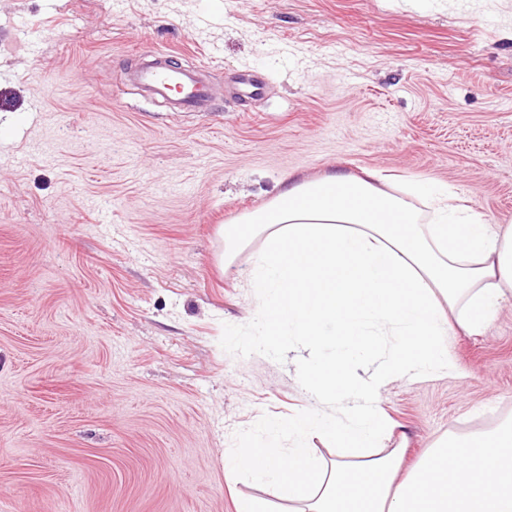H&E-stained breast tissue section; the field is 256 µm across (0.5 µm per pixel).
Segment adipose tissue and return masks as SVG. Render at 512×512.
<instances>
[{"mask_svg":"<svg viewBox=\"0 0 512 512\" xmlns=\"http://www.w3.org/2000/svg\"><path fill=\"white\" fill-rule=\"evenodd\" d=\"M371 171L285 184L262 209L222 225L229 251L258 244L247 285L262 299L265 342L309 352L301 380L319 401L345 403L338 422L313 410L261 429L226 457L288 512H512V420L439 439L406 477L396 454H369L384 429L375 402L392 378L448 369L454 328L472 332L512 299V226L492 225L453 188L390 191ZM395 341L372 377L350 352H371V323ZM355 449L313 463L307 441Z\"/></svg>","mask_w":512,"mask_h":512,"instance_id":"adipose-tissue-1","label":"adipose tissue"}]
</instances>
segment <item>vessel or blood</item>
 Here are the masks:
<instances>
[{
	"mask_svg": "<svg viewBox=\"0 0 512 512\" xmlns=\"http://www.w3.org/2000/svg\"><path fill=\"white\" fill-rule=\"evenodd\" d=\"M141 93L177 112H205L211 106L209 89L202 74L176 64L172 54L153 50L130 72Z\"/></svg>",
	"mask_w": 512,
	"mask_h": 512,
	"instance_id": "1",
	"label": "vessel or blood"
}]
</instances>
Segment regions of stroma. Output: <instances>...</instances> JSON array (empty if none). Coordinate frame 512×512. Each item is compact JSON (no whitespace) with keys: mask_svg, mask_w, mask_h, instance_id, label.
Returning <instances> with one entry per match:
<instances>
[{"mask_svg":"<svg viewBox=\"0 0 512 512\" xmlns=\"http://www.w3.org/2000/svg\"><path fill=\"white\" fill-rule=\"evenodd\" d=\"M140 47L205 70L210 111L141 97ZM336 169L512 225V0H0V512L266 497L225 454L342 408L302 386V349L257 340L256 248L219 271L218 227ZM448 353L381 390L402 471L512 418V301Z\"/></svg>","mask_w":512,"mask_h":512,"instance_id":"35a3bbf8","label":"stroma"}]
</instances>
